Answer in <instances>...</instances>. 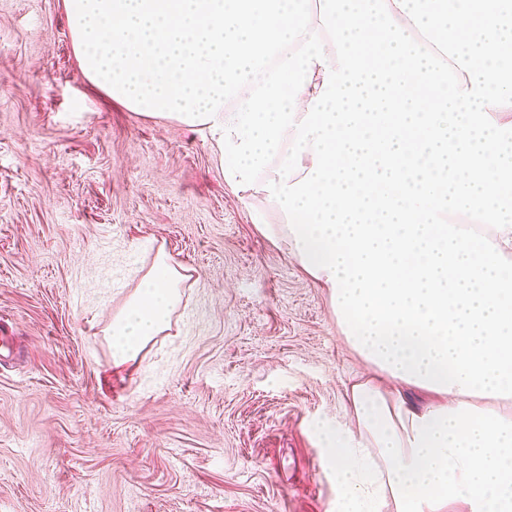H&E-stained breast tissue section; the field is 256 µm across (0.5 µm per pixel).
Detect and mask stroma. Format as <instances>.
Masks as SVG:
<instances>
[{"instance_id":"1","label":"stroma","mask_w":512,"mask_h":512,"mask_svg":"<svg viewBox=\"0 0 512 512\" xmlns=\"http://www.w3.org/2000/svg\"><path fill=\"white\" fill-rule=\"evenodd\" d=\"M208 132L89 84L64 0H0V512H336L317 422L361 365ZM168 330L106 336L158 252Z\"/></svg>"}]
</instances>
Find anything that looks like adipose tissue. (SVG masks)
Returning <instances> with one entry per match:
<instances>
[{"instance_id": "ef3b65f1", "label": "adipose tissue", "mask_w": 512, "mask_h": 512, "mask_svg": "<svg viewBox=\"0 0 512 512\" xmlns=\"http://www.w3.org/2000/svg\"><path fill=\"white\" fill-rule=\"evenodd\" d=\"M88 82L208 131L366 365L325 425L338 512H512V0H65ZM247 88L236 97L237 88ZM234 111H226L229 99ZM158 253L112 319L180 302Z\"/></svg>"}]
</instances>
